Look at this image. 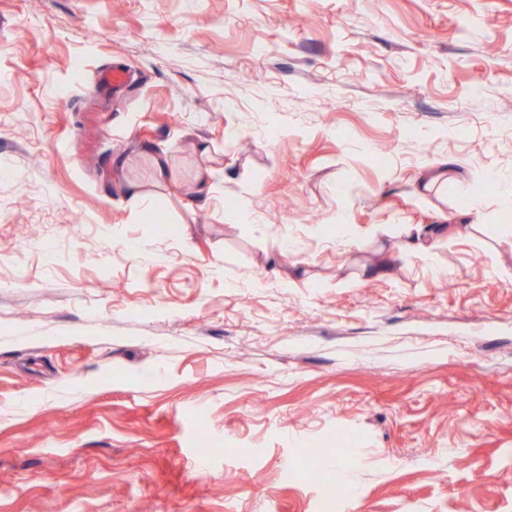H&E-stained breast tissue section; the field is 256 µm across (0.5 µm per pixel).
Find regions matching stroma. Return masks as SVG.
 <instances>
[{
    "mask_svg": "<svg viewBox=\"0 0 512 512\" xmlns=\"http://www.w3.org/2000/svg\"><path fill=\"white\" fill-rule=\"evenodd\" d=\"M507 185L512 0H0V512H512ZM130 80L131 73L126 67L114 65L102 73L98 82L91 88V92L96 93L104 88L120 90L126 87ZM403 240L401 249L405 252L431 253L435 248L437 237L434 233L424 232L419 225H402Z\"/></svg>",
    "mask_w": 512,
    "mask_h": 512,
    "instance_id": "35a3bbf8",
    "label": "stroma"
}]
</instances>
